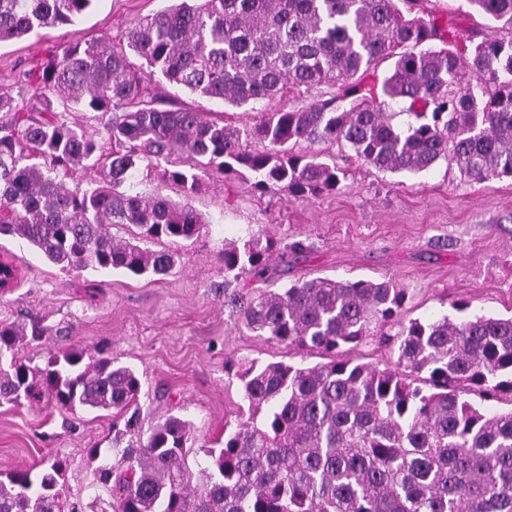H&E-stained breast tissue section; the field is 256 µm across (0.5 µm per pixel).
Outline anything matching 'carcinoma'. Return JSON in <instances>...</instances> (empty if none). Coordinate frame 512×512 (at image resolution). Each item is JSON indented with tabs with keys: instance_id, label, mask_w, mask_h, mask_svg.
Segmentation results:
<instances>
[{
	"instance_id": "cac0c4a2",
	"label": "carcinoma",
	"mask_w": 512,
	"mask_h": 512,
	"mask_svg": "<svg viewBox=\"0 0 512 512\" xmlns=\"http://www.w3.org/2000/svg\"><path fill=\"white\" fill-rule=\"evenodd\" d=\"M91 3L0 0V44L70 24ZM467 3L509 37L460 44L430 0H181L139 18L126 51L92 39L51 52L17 76L32 91L30 108L0 90V237L19 238L62 270L155 280L180 255L151 245L201 235L207 222L190 200L214 174L295 199L336 192L345 172L293 153L301 142H340L392 173L445 160L471 182L512 178V0ZM390 58L393 68L367 81ZM158 74L237 108L332 92L238 127L161 107L148 89ZM74 110L107 117L101 136L68 122ZM399 113L411 121L395 124ZM256 141L263 149L251 148ZM140 167L184 202L135 191ZM113 224L139 233L118 240ZM273 249L254 233L224 243V285L271 277ZM305 250L301 240L286 243L280 262ZM406 299L389 280L330 277L240 297L247 330L324 362L242 363L247 417L192 464L190 420L170 415L146 437L127 420V468L95 467L111 512H512V316L405 324ZM47 333L38 321L0 322L1 401L47 397L68 410L121 413L139 401L138 373L110 358L72 348L40 369L16 359L23 341ZM366 340L396 352L395 362L345 357ZM503 402L509 408L492 409ZM64 481L56 459L37 473L1 470L0 512H81L63 499Z\"/></svg>"
}]
</instances>
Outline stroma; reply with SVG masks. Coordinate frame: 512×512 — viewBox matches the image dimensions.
I'll list each match as a JSON object with an SVG mask.
<instances>
[{"instance_id": "1", "label": "stroma", "mask_w": 512, "mask_h": 512, "mask_svg": "<svg viewBox=\"0 0 512 512\" xmlns=\"http://www.w3.org/2000/svg\"><path fill=\"white\" fill-rule=\"evenodd\" d=\"M167 6V0H94L74 24L1 44L0 88L29 105L30 94L16 76L45 60L48 48L92 38L120 43L136 17ZM433 9L460 40L494 34L492 26L468 14L464 0H434ZM164 92L181 107L224 113L236 126L256 120L246 106L227 107L170 86ZM314 150L346 169L341 190L294 199L275 189L254 192L234 175L212 176L191 201L207 229L181 249L179 267L159 280L66 272L15 239L0 237V256L14 257L20 267L14 287L0 291V321L35 319L49 329L42 340L20 347L19 360L42 368L51 355L76 348L134 368L142 380L138 430L146 434L168 415H183L193 424L192 448L201 455L218 447L225 423L236 418L239 398L228 384L226 363L319 361L315 354L298 357L238 324L234 294L255 295L324 276L389 279L408 293L406 321L456 319L464 302L474 313L512 315V179L469 182L444 161L419 174L381 172L346 161L345 149L334 143ZM251 232L277 244L303 240L306 256L279 269L274 282L225 285L224 244ZM124 424L112 411L2 404L0 470L60 459L65 494L79 498L83 512H101L109 493L95 479L88 450L100 448L107 463L120 466L126 443L115 434Z\"/></svg>"}]
</instances>
